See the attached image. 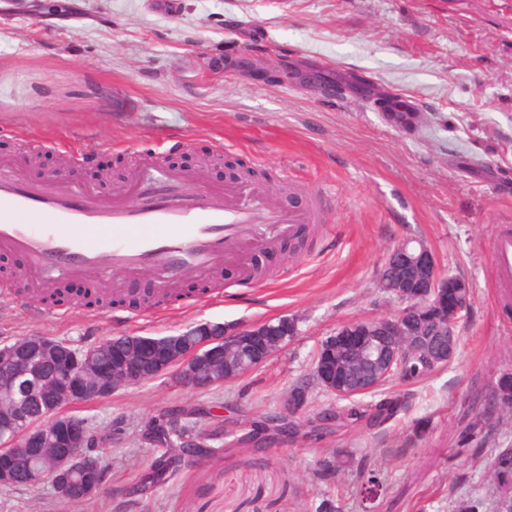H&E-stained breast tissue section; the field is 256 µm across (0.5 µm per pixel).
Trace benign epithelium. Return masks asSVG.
Listing matches in <instances>:
<instances>
[{
	"label": "benign epithelium",
	"instance_id": "1",
	"mask_svg": "<svg viewBox=\"0 0 512 512\" xmlns=\"http://www.w3.org/2000/svg\"><path fill=\"white\" fill-rule=\"evenodd\" d=\"M29 8L37 17H61L67 4L57 0L51 10L49 0H31ZM379 288L400 304L397 314L343 322L319 345L315 374L338 400L378 389L407 353L434 365H446L456 354L457 326L471 305V285L442 276L424 242L407 239L392 249ZM295 335L288 318L235 329L202 323L166 341L125 336L112 342L107 361L47 336L1 345L0 397L6 396L9 405L0 406V484L12 481L20 446L59 449L57 472L79 461L83 449L98 446L83 418L65 413L74 401L107 398L141 383L149 371L156 376L172 372L177 382L196 388L202 382L221 385L265 363ZM307 399L304 387L290 388L272 437L291 436L293 418Z\"/></svg>",
	"mask_w": 512,
	"mask_h": 512
}]
</instances>
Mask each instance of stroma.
Returning <instances> with one entry per match:
<instances>
[{
	"label": "stroma",
	"mask_w": 512,
	"mask_h": 512,
	"mask_svg": "<svg viewBox=\"0 0 512 512\" xmlns=\"http://www.w3.org/2000/svg\"><path fill=\"white\" fill-rule=\"evenodd\" d=\"M67 20L26 12L0 15V158L40 152L24 174L51 178L66 161L103 198L97 169L129 173L119 154L159 153L162 175L193 171L202 152L243 162L261 175L244 201L267 199L270 182L302 198L331 201L312 250L279 262L265 282L237 268L202 293L187 274L183 298L165 312L68 308L0 294V345L31 334L78 348L121 336L161 337L200 323L255 325L293 319L297 334L266 363L201 390L164 375L112 396L71 405L101 442L104 483L69 507L50 483L0 489V512H315L342 496L344 512H455L471 495L494 505L485 480L490 453L512 447V411L491 426L488 443L455 456L458 427L478 397L512 373V315L499 305L483 241L512 225V12L505 0H71ZM232 65L214 73L208 56ZM246 60L269 80L235 69ZM293 62L358 81L362 92L333 96L280 77ZM398 95L425 126L409 133L383 119L380 101ZM72 146V153L56 147ZM417 238L442 274L468 280L472 301L458 324V351L444 368L412 383L392 381L356 403L370 410L401 394L407 408L376 426L352 417L323 428L332 403L314 376L321 341L345 321L398 309L378 286L391 248ZM307 383L300 432L258 449L256 419L282 411L295 384ZM176 418L206 454L144 489L139 475L163 452L143 438L161 417ZM427 432L408 443L418 422ZM330 448H353L380 473L384 490L363 507L356 476L314 477Z\"/></svg>",
	"instance_id": "obj_1"
}]
</instances>
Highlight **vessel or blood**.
<instances>
[{
  "label": "vessel or blood",
  "mask_w": 512,
  "mask_h": 512,
  "mask_svg": "<svg viewBox=\"0 0 512 512\" xmlns=\"http://www.w3.org/2000/svg\"><path fill=\"white\" fill-rule=\"evenodd\" d=\"M326 207L323 198L301 212L246 204L233 184L220 192L196 186L172 194L158 182L146 197L122 192L104 199L77 181H33L0 162V252L24 256L35 295L65 280L113 293L118 275L145 267L156 272L153 297L159 301L188 269L206 279L233 263L248 282L256 228H268L270 246L295 225L323 221ZM486 247L496 294L512 301V228L497 227Z\"/></svg>",
  "instance_id": "b4317fda"
}]
</instances>
